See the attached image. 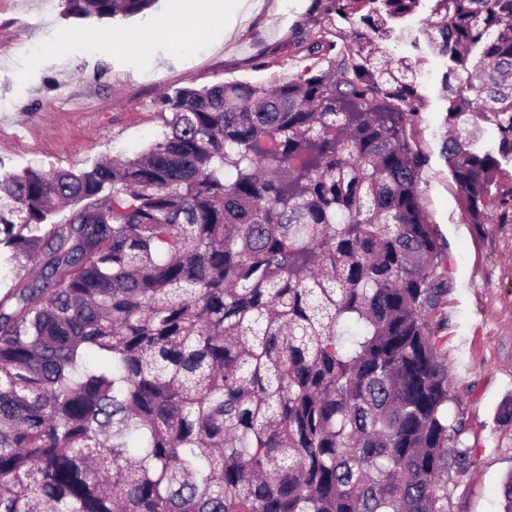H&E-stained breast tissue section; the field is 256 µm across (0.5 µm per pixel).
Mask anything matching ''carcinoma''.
<instances>
[{
  "mask_svg": "<svg viewBox=\"0 0 512 512\" xmlns=\"http://www.w3.org/2000/svg\"><path fill=\"white\" fill-rule=\"evenodd\" d=\"M319 8L295 78L166 93L132 158L0 172V262L25 271L0 299V512H448L476 460L425 318L443 258L413 60L446 59L466 223L503 218L512 0ZM415 18L425 40L383 53Z\"/></svg>",
  "mask_w": 512,
  "mask_h": 512,
  "instance_id": "carcinoma-1",
  "label": "carcinoma"
}]
</instances>
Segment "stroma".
Listing matches in <instances>:
<instances>
[{
	"instance_id": "35a3bbf8",
	"label": "stroma",
	"mask_w": 512,
	"mask_h": 512,
	"mask_svg": "<svg viewBox=\"0 0 512 512\" xmlns=\"http://www.w3.org/2000/svg\"><path fill=\"white\" fill-rule=\"evenodd\" d=\"M317 12V0H260L227 38L187 21L183 0H157L146 15L102 21L65 16L62 0L48 14L38 0H0V163L15 172L77 169L134 156L164 130L163 93L224 81L270 85L301 73L310 60L299 43ZM159 18L181 42L162 40L140 54L106 37ZM63 35L68 53L61 57L54 47ZM443 72L442 59L426 54L417 70L424 105L412 126L427 157L419 194L445 257V289L426 318L448 366L451 414L464 424L460 443L476 460L448 508L500 512L512 473V419L502 413L512 401V220L465 221L442 155Z\"/></svg>"
}]
</instances>
